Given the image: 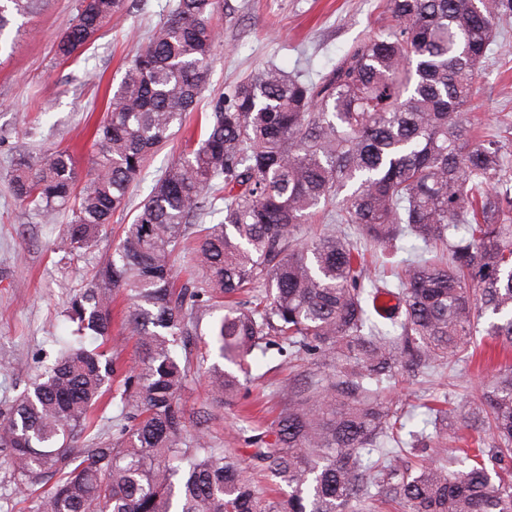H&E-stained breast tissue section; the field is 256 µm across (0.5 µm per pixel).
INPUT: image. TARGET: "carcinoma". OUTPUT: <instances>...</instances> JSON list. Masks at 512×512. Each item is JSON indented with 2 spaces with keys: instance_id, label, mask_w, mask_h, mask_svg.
Masks as SVG:
<instances>
[{
  "instance_id": "obj_1",
  "label": "carcinoma",
  "mask_w": 512,
  "mask_h": 512,
  "mask_svg": "<svg viewBox=\"0 0 512 512\" xmlns=\"http://www.w3.org/2000/svg\"><path fill=\"white\" fill-rule=\"evenodd\" d=\"M221 3L177 0L134 48L89 172L67 148L14 158L17 200L48 221L70 212L58 250L78 259L93 246L182 126L205 84ZM381 7L387 31L320 81L268 67L217 100L196 148L155 179L71 299L69 345L0 413V459L46 512H363L374 496L402 512H512V479L487 467L512 457L511 364L469 413L483 437L465 472L424 461L409 473L403 450L430 436L403 439L401 409L380 397L405 373L469 358L476 308L512 345V146L463 118L491 46L512 54L496 35L512 0ZM36 8L0 0V38ZM128 8L81 0L55 55L70 59ZM319 213L327 231L303 236ZM407 237L437 254L366 263L360 242L393 255L416 250L401 244ZM185 253L198 279L179 284ZM119 299L135 336L123 376L109 346ZM217 311L210 339L187 348ZM212 346L224 359L208 374L214 402L272 355L288 359L274 440L257 435L249 455L281 486L275 495L207 433L187 431L183 395ZM108 394L120 413L105 440L96 412Z\"/></svg>"
}]
</instances>
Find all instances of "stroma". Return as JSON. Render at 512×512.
<instances>
[{
    "label": "stroma",
    "mask_w": 512,
    "mask_h": 512,
    "mask_svg": "<svg viewBox=\"0 0 512 512\" xmlns=\"http://www.w3.org/2000/svg\"><path fill=\"white\" fill-rule=\"evenodd\" d=\"M174 0H134L127 12L114 15L91 47L77 58H55L53 44L77 13L79 0H44L34 17L18 19L0 43V409L18 400L71 338L64 311L70 299L88 284V272L118 241L116 233L101 236L82 258L74 260L55 249L67 222L59 214L46 223L12 192V161L17 154H41L55 147H73L81 168L92 154L91 132L103 119L106 102L121 81L124 59L137 40L167 16ZM379 0H224L212 20L219 35L199 111L241 79L276 65L291 74L317 80L367 36L377 33ZM472 109L484 127L498 132L512 116V55L491 54L475 89ZM192 128L180 130L170 144L154 154L129 193L130 208L115 213L113 225L131 223L132 207L149 194L156 176L175 158L185 155ZM496 351L492 362L461 363L454 368L407 376L383 394L404 409L429 396H447L448 421L432 437L426 455L436 465L462 469L451 453L448 433L461 419L505 362ZM266 387L255 380L233 401H206L207 378L196 376L186 404L204 412L216 431L214 447L248 458L251 439L260 426L243 419L240 407L259 411Z\"/></svg>",
    "instance_id": "stroma-1"
}]
</instances>
